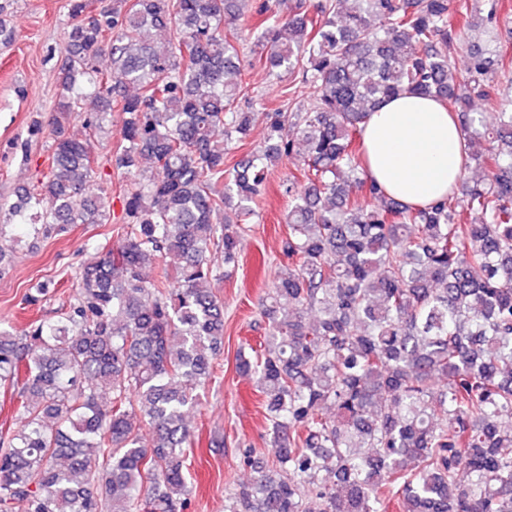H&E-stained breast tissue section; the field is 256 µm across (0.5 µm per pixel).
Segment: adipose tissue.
Returning <instances> with one entry per match:
<instances>
[{"mask_svg": "<svg viewBox=\"0 0 512 512\" xmlns=\"http://www.w3.org/2000/svg\"><path fill=\"white\" fill-rule=\"evenodd\" d=\"M463 132L440 101L408 93L385 100L362 128L368 177L413 207L450 195L464 171Z\"/></svg>", "mask_w": 512, "mask_h": 512, "instance_id": "1", "label": "adipose tissue"}]
</instances>
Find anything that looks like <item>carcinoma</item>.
<instances>
[{
    "mask_svg": "<svg viewBox=\"0 0 512 512\" xmlns=\"http://www.w3.org/2000/svg\"><path fill=\"white\" fill-rule=\"evenodd\" d=\"M68 13L64 93L29 126L55 134L51 163L14 216L45 238L101 223L86 194L98 162L58 130L84 98L98 126L124 114L116 163L134 174L116 242L96 247L58 319L24 336L0 322V385L15 388L18 419L0 434V512H182L187 414L224 346L210 282L217 261L238 264L259 188L294 152L290 126L304 156L288 184L287 261L261 301L267 336L236 358L272 456L227 512H512V111L499 102L489 126L469 110L495 88L481 50L466 83L448 58L474 28L468 3L68 0ZM253 64L301 76L307 109L253 111ZM118 84L135 93L115 97ZM402 93L460 117L482 180L415 208L367 179L361 124ZM258 120L263 146L224 167ZM458 207L474 218L456 222Z\"/></svg>",
    "mask_w": 512,
    "mask_h": 512,
    "instance_id": "carcinoma-1",
    "label": "carcinoma"
}]
</instances>
